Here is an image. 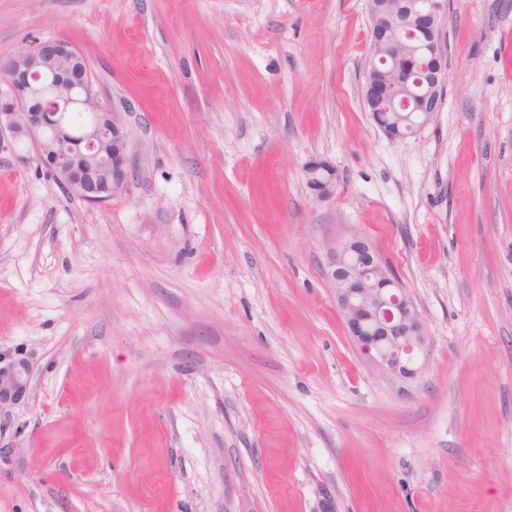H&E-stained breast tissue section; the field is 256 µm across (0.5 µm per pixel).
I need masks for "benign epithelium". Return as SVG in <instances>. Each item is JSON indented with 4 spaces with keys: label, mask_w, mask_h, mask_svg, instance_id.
Wrapping results in <instances>:
<instances>
[{
    "label": "benign epithelium",
    "mask_w": 512,
    "mask_h": 512,
    "mask_svg": "<svg viewBox=\"0 0 512 512\" xmlns=\"http://www.w3.org/2000/svg\"><path fill=\"white\" fill-rule=\"evenodd\" d=\"M374 48L363 72V100L374 112H416L418 127L437 112L447 55L441 47L447 0H368ZM68 107L90 120L74 127ZM392 140L408 136L403 121L378 123ZM31 147L39 163L72 195L103 204L124 192L131 176L133 141L118 113L92 90L83 55L62 40L0 63V135ZM312 195L336 193V168L322 159L306 164ZM326 274L335 285L336 304L351 339L376 368L401 379L415 377L424 362L423 318L398 277L370 241L344 226L328 243ZM24 382L14 366L0 367V402Z\"/></svg>",
    "instance_id": "1"
}]
</instances>
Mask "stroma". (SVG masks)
Here are the masks:
<instances>
[{
  "instance_id": "35a3bbf8",
  "label": "stroma",
  "mask_w": 512,
  "mask_h": 512,
  "mask_svg": "<svg viewBox=\"0 0 512 512\" xmlns=\"http://www.w3.org/2000/svg\"><path fill=\"white\" fill-rule=\"evenodd\" d=\"M370 28L367 0H0V61L69 42L133 138L101 205L0 149V512H512V0H448L400 141ZM345 225L424 319L414 379L345 332ZM305 175L306 180L310 181L309 188L315 198L323 200L336 193L338 183L336 169L326 160H310L306 164ZM23 386L20 369L15 366L0 367V403L11 399Z\"/></svg>"
}]
</instances>
